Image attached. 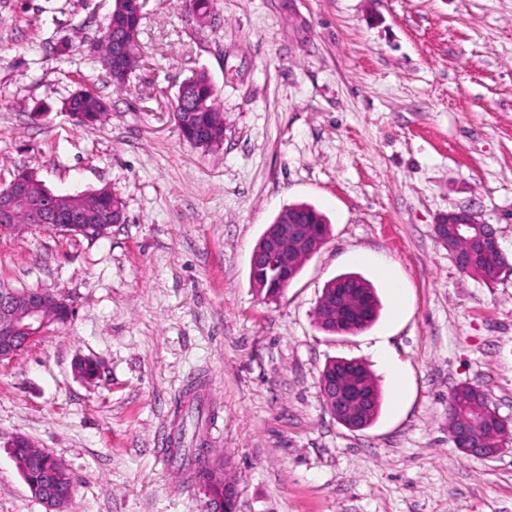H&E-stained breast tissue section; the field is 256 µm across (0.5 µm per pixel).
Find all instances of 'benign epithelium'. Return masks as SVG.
I'll return each mask as SVG.
<instances>
[{
    "label": "benign epithelium",
    "instance_id": "obj_1",
    "mask_svg": "<svg viewBox=\"0 0 512 512\" xmlns=\"http://www.w3.org/2000/svg\"><path fill=\"white\" fill-rule=\"evenodd\" d=\"M35 180L32 172L22 170L0 190V232L19 234L47 226L63 235L90 230L100 236L109 233L112 224L104 223L103 217L91 214L78 201L79 196L89 194L90 190L78 189L63 197L44 187L35 197L32 195ZM482 225L476 214L465 208L440 215L434 224L436 238L448 247V253L463 274L466 273V255L455 249V242H467L486 254H502L493 229L489 227L484 231ZM326 240L323 226L315 223L312 216L292 211L283 214L251 254L255 288L260 291L292 281L298 270L299 255L312 257ZM336 296L344 302L356 298L364 310H370L369 301L359 288L342 284ZM56 307L71 310L64 297L52 293L0 289V362L13 359L25 349L35 335L44 330L48 312ZM355 373L356 366L341 364L335 376L320 380L321 397L328 412L352 423L362 418L369 402V396L351 381ZM449 433L456 447L468 456L492 458L501 451L497 446H485L483 425L476 417H453ZM27 486L46 512H63L66 501L49 491L47 485L29 482ZM237 500L235 483L226 478L224 496L210 498L207 512H234Z\"/></svg>",
    "mask_w": 512,
    "mask_h": 512
}]
</instances>
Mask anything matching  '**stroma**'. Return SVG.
<instances>
[{
  "label": "stroma",
  "mask_w": 512,
  "mask_h": 512,
  "mask_svg": "<svg viewBox=\"0 0 512 512\" xmlns=\"http://www.w3.org/2000/svg\"><path fill=\"white\" fill-rule=\"evenodd\" d=\"M113 4L0 0V185L33 169L124 203L103 239L0 233V283L73 309L0 363V512H45L6 447L16 434L69 470L65 512H205L163 456L198 376L238 512H512V434L482 459L448 433L463 383L512 426V0H213L202 26L179 0H142V62L118 89L94 50ZM199 70L224 114L211 150L171 115ZM86 87L108 111L78 127L61 103ZM301 203L328 240L264 299L252 249ZM458 207L497 231L509 266L494 283L435 238ZM346 272L381 309L331 335L314 309ZM80 358L98 379L77 377ZM335 358L375 376L370 427L325 410Z\"/></svg>",
  "instance_id": "obj_1"
}]
</instances>
